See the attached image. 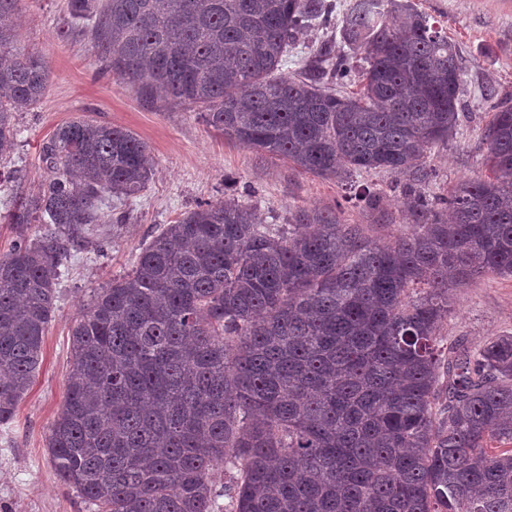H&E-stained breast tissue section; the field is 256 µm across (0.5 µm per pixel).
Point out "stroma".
Returning a JSON list of instances; mask_svg holds the SVG:
<instances>
[{
    "mask_svg": "<svg viewBox=\"0 0 512 512\" xmlns=\"http://www.w3.org/2000/svg\"><path fill=\"white\" fill-rule=\"evenodd\" d=\"M415 2L456 42L466 66L462 126L448 146L433 149L428 159L436 177L427 192L444 197L460 182L488 173L481 143L489 120L488 97L512 94V6L504 0ZM66 14L67 0H26L16 18L21 47L43 55L52 72L44 97L17 116L21 135L10 164L24 175L22 189L36 188L44 175L43 140L62 123L80 117L125 128L146 142L152 175L104 251L71 250L35 382L13 424L0 427V512H89L76 492L58 480L46 448L48 430L65 397L69 329L93 292L130 271L142 246L165 224L199 203H217L230 194L256 207L270 224L288 223L300 208L332 210L342 223L363 225L384 242L405 230L409 216L402 189L386 172L359 177L381 196V208L374 211L347 199L336 180L224 140L202 122L197 108L145 102L99 68L81 31L60 36ZM454 299L455 312L440 330L447 340L463 336L478 347L493 337L512 336V276L471 280L456 288Z\"/></svg>",
    "mask_w": 512,
    "mask_h": 512,
    "instance_id": "stroma-1",
    "label": "stroma"
}]
</instances>
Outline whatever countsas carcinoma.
<instances>
[{
    "instance_id": "cac0c4a2",
    "label": "carcinoma",
    "mask_w": 512,
    "mask_h": 512,
    "mask_svg": "<svg viewBox=\"0 0 512 512\" xmlns=\"http://www.w3.org/2000/svg\"><path fill=\"white\" fill-rule=\"evenodd\" d=\"M335 11L68 0L100 67L143 100L195 106L225 139L344 182L372 208L364 172L397 177L412 199L413 224L387 242L321 210L279 225L235 196L205 202L99 289L71 326L47 437L60 480L95 512H512V336L480 348L439 336L455 288L512 275V95L490 104V175L435 199L427 154L464 117L455 43L414 0H346V50L324 40L306 76L282 75L297 35ZM49 82L44 57L0 25V158ZM40 157L37 190L16 191L17 169L0 178L16 231L0 256V426L39 370L71 248L103 251L127 218L112 211L151 176L144 141L84 119L58 126Z\"/></svg>"
}]
</instances>
